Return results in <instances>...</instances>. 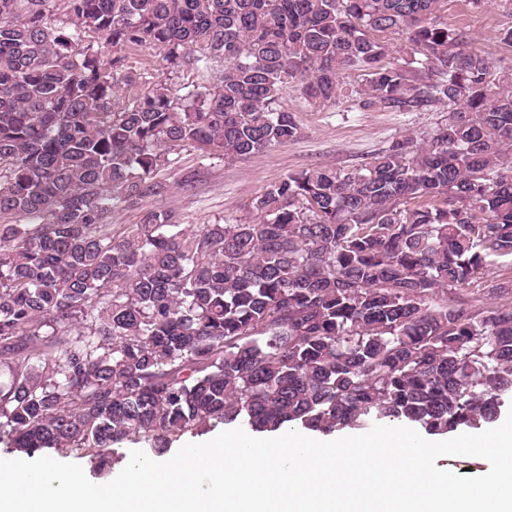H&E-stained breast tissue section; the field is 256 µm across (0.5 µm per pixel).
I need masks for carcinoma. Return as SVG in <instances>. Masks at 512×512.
Returning a JSON list of instances; mask_svg holds the SVG:
<instances>
[{
    "label": "carcinoma",
    "instance_id": "carcinoma-1",
    "mask_svg": "<svg viewBox=\"0 0 512 512\" xmlns=\"http://www.w3.org/2000/svg\"><path fill=\"white\" fill-rule=\"evenodd\" d=\"M442 2L0 0V443L101 477L129 438L161 457L217 424L497 422L512 306L460 291L512 294V73ZM143 47L204 80H150ZM352 67L367 106L452 112L359 167L269 184L235 224L147 206L183 149L245 160L296 140L283 93L319 108ZM116 203L138 212L118 232Z\"/></svg>",
    "mask_w": 512,
    "mask_h": 512
}]
</instances>
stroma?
Listing matches in <instances>:
<instances>
[{
	"mask_svg": "<svg viewBox=\"0 0 512 512\" xmlns=\"http://www.w3.org/2000/svg\"><path fill=\"white\" fill-rule=\"evenodd\" d=\"M441 16L467 32L476 46L491 52L497 71L512 69V46L498 39L500 29L512 26V14L505 13L497 0H490L482 10L472 9L469 0H444ZM344 81L348 94L318 109L299 91L291 89L283 95L282 107L293 112L302 129L301 137L288 145L235 161L205 159L193 150L182 152L181 168L167 174L169 191L157 199V207L175 209L183 223L195 226L234 224L247 215L262 188L277 178L315 166L346 169L363 165L393 140L431 131L448 117L444 104L429 112L361 107L356 90L365 82L363 73L347 72ZM193 169L200 176L187 192L178 182L182 171Z\"/></svg>",
	"mask_w": 512,
	"mask_h": 512,
	"instance_id": "1",
	"label": "stroma"
}]
</instances>
